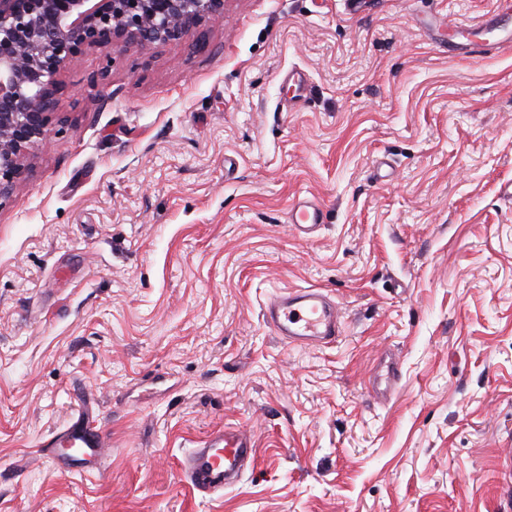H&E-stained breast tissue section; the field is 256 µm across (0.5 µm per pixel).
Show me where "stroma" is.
Segmentation results:
<instances>
[{
  "label": "stroma",
  "mask_w": 512,
  "mask_h": 512,
  "mask_svg": "<svg viewBox=\"0 0 512 512\" xmlns=\"http://www.w3.org/2000/svg\"><path fill=\"white\" fill-rule=\"evenodd\" d=\"M494 13L512 31V0H227L204 46L60 70L0 201V512H512ZM287 288L327 290L341 336L279 340ZM81 414L108 435L93 470L47 454ZM224 426L256 467L204 497L179 462ZM288 221L304 235L315 232L324 222L321 206L308 199L298 200L290 209Z\"/></svg>",
  "instance_id": "35a3bbf8"
}]
</instances>
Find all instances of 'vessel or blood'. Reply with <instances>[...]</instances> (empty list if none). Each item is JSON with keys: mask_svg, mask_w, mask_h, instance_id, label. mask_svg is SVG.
<instances>
[{"mask_svg": "<svg viewBox=\"0 0 512 512\" xmlns=\"http://www.w3.org/2000/svg\"><path fill=\"white\" fill-rule=\"evenodd\" d=\"M288 221L299 233L315 232L324 222L321 206L312 200L297 201ZM263 316L273 333L292 345H323L334 342L341 332V315L329 295L318 288L286 289L272 296ZM49 446L56 458L65 449H80L85 460L97 459L106 446L102 430L84 418L52 438ZM256 464L254 443L234 426L213 432L202 446L192 449L179 463L182 480L204 496H218L237 483L246 468Z\"/></svg>", "mask_w": 512, "mask_h": 512, "instance_id": "obj_1", "label": "vessel or blood"}]
</instances>
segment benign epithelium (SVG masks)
<instances>
[{
    "label": "benign epithelium",
    "instance_id": "benign-epithelium-1",
    "mask_svg": "<svg viewBox=\"0 0 512 512\" xmlns=\"http://www.w3.org/2000/svg\"><path fill=\"white\" fill-rule=\"evenodd\" d=\"M224 0H0V200L31 168L55 124L61 68L83 50L192 39Z\"/></svg>",
    "mask_w": 512,
    "mask_h": 512
}]
</instances>
